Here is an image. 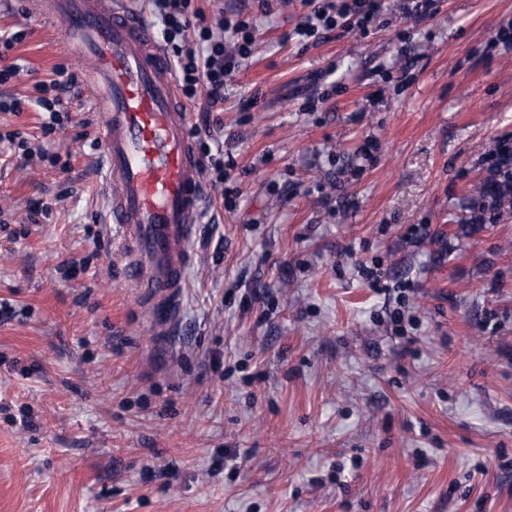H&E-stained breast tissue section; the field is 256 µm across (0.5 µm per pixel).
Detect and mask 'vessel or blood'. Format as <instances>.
<instances>
[{"mask_svg": "<svg viewBox=\"0 0 512 512\" xmlns=\"http://www.w3.org/2000/svg\"><path fill=\"white\" fill-rule=\"evenodd\" d=\"M87 62L96 90L109 184V217L122 234L127 279L162 324L177 316L189 243L204 196L172 65L144 23L117 0H38Z\"/></svg>", "mask_w": 512, "mask_h": 512, "instance_id": "vessel-or-blood-1", "label": "vessel or blood"}]
</instances>
